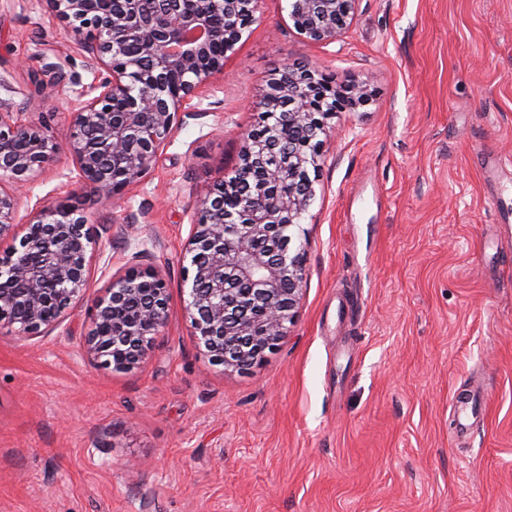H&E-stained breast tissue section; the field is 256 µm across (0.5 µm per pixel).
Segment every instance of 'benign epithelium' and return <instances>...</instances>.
I'll return each mask as SVG.
<instances>
[{
	"label": "benign epithelium",
	"mask_w": 512,
	"mask_h": 512,
	"mask_svg": "<svg viewBox=\"0 0 512 512\" xmlns=\"http://www.w3.org/2000/svg\"><path fill=\"white\" fill-rule=\"evenodd\" d=\"M356 0H288V16L306 38L334 43L352 19ZM160 13L142 0H48L55 16L72 26L74 38L99 66V82L81 92L74 110L69 152L80 179L110 201L155 163L185 101L224 73V56L242 30L224 32L215 13L224 4L257 11L259 0H163ZM36 108L53 95L58 67L45 66ZM324 80L308 68L285 64L268 80L265 113L288 109V125L301 132L288 166L266 173L252 197L224 179L200 191L196 222L182 256V291L197 348L212 364L247 370L288 336L304 283V249L295 228L314 195L326 120L366 97L338 95L316 109ZM265 127L249 136L242 164L257 161V148L276 146ZM57 154L42 123L21 122L13 103L0 99V333L37 336L59 325L84 296L93 254L101 237L68 201L42 206L26 224L13 223L14 194L35 181ZM240 198L238 213L224 200ZM168 320V285L159 272L131 257L124 274L88 311L84 352L115 371H130L146 359Z\"/></svg>",
	"instance_id": "1"
}]
</instances>
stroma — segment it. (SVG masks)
I'll return each mask as SVG.
<instances>
[{"label":"stroma","instance_id":"stroma-1","mask_svg":"<svg viewBox=\"0 0 512 512\" xmlns=\"http://www.w3.org/2000/svg\"><path fill=\"white\" fill-rule=\"evenodd\" d=\"M368 91L321 138L295 234L306 283L261 365H213L191 336L182 254L196 193L234 176L273 69ZM60 152L14 214L82 203L103 254L61 325L0 334V512H512V0H357L331 44L261 0L123 198L100 206L68 151L98 66L47 0H0V98L21 121L45 64ZM169 284V318L127 372L70 328L132 252Z\"/></svg>","mask_w":512,"mask_h":512}]
</instances>
